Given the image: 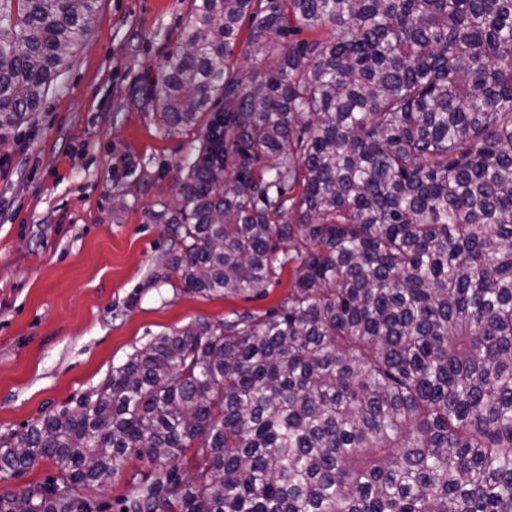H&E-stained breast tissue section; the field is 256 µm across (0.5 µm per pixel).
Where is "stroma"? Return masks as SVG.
Returning <instances> with one entry per match:
<instances>
[{"mask_svg": "<svg viewBox=\"0 0 512 512\" xmlns=\"http://www.w3.org/2000/svg\"><path fill=\"white\" fill-rule=\"evenodd\" d=\"M191 0H98L93 26L0 149V443L94 395L151 337L265 298L184 292L166 278L170 235L146 221L174 203L196 130L168 132L154 98ZM149 466L131 458L95 497L119 512Z\"/></svg>", "mask_w": 512, "mask_h": 512, "instance_id": "35a3bbf8", "label": "stroma"}]
</instances>
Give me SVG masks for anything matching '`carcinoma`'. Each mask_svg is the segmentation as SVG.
<instances>
[{
    "instance_id": "carcinoma-1",
    "label": "carcinoma",
    "mask_w": 512,
    "mask_h": 512,
    "mask_svg": "<svg viewBox=\"0 0 512 512\" xmlns=\"http://www.w3.org/2000/svg\"><path fill=\"white\" fill-rule=\"evenodd\" d=\"M97 9L0 0V143ZM165 68L161 122L200 127L147 214L167 267L260 298L288 264V295L149 339L1 446L0 482L59 475L0 512H99L79 490L132 457L126 512H512V0H192ZM53 475H58L56 464L51 459H43L22 477L7 483H0V492L20 491L30 483L44 481Z\"/></svg>"
}]
</instances>
